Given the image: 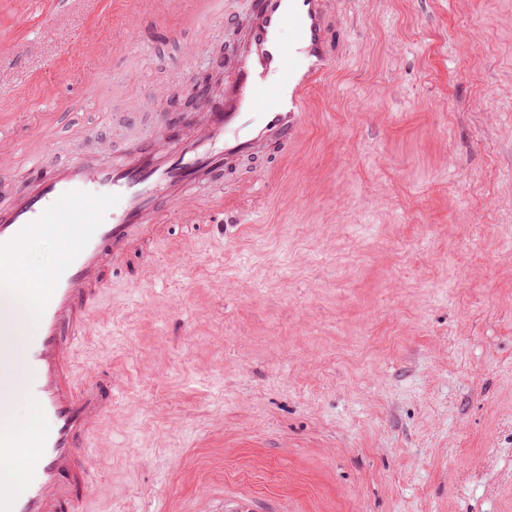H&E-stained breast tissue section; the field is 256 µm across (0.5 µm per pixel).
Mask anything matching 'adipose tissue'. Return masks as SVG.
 I'll use <instances>...</instances> for the list:
<instances>
[{
    "instance_id": "1",
    "label": "adipose tissue",
    "mask_w": 512,
    "mask_h": 512,
    "mask_svg": "<svg viewBox=\"0 0 512 512\" xmlns=\"http://www.w3.org/2000/svg\"><path fill=\"white\" fill-rule=\"evenodd\" d=\"M24 282L27 291L15 293L13 286ZM45 278L33 274L27 250H20L8 258H0V309L8 311V318L0 320V331L7 333L8 343L15 352H22L36 321L37 308L44 299L41 292ZM26 386V376L16 372L10 378L7 391H0V433L12 435L17 446L8 456H0V468L11 471L13 479H20L25 468L28 450L25 443L39 427L36 413H29L24 423L15 420V400Z\"/></svg>"
}]
</instances>
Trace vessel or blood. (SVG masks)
<instances>
[{
  "instance_id": "obj_1",
  "label": "vessel or blood",
  "mask_w": 512,
  "mask_h": 512,
  "mask_svg": "<svg viewBox=\"0 0 512 512\" xmlns=\"http://www.w3.org/2000/svg\"><path fill=\"white\" fill-rule=\"evenodd\" d=\"M182 2L120 0L105 25L85 33L80 52L106 57L119 33L134 45L148 24L159 22L160 4ZM192 2L188 19L198 36L184 46L190 60L214 37L212 0ZM243 28L245 46L235 54L225 102L200 115L198 135L177 141L162 134L117 158L92 164L78 157L34 169L26 188L0 208V257L51 225L62 234L78 225L81 236L79 246L64 250L48 272L38 329L26 344L27 395L41 426L28 441L22 481L0 477V512H75L89 487L94 429L112 409L111 379L80 369L76 357L99 298L126 261L160 237L163 207L174 206L187 223L203 219L223 228V198L212 199L207 217H200L188 183L213 175L227 159L297 139L310 87L335 67L331 0H255ZM13 118L0 113V168L18 150Z\"/></svg>"
}]
</instances>
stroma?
Segmentation results:
<instances>
[{
    "label": "stroma",
    "instance_id": "stroma-1",
    "mask_svg": "<svg viewBox=\"0 0 512 512\" xmlns=\"http://www.w3.org/2000/svg\"><path fill=\"white\" fill-rule=\"evenodd\" d=\"M219 31L85 59L40 161L171 131ZM336 68L286 153L236 159L225 237L162 223L99 299L79 364L111 376L77 512H512V0H333ZM99 5L0 0V106L45 109ZM53 96V97H54ZM194 255L184 264L181 250Z\"/></svg>",
    "mask_w": 512,
    "mask_h": 512
}]
</instances>
